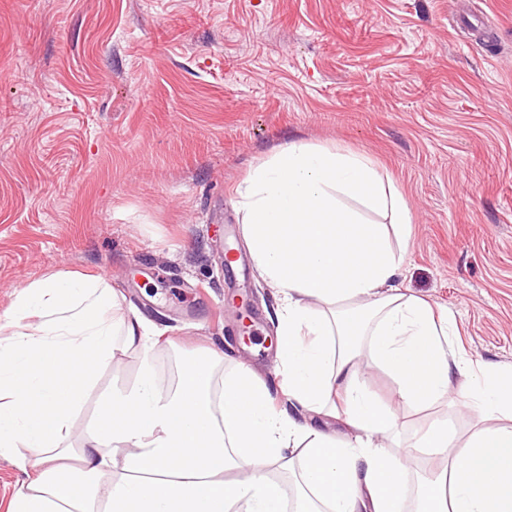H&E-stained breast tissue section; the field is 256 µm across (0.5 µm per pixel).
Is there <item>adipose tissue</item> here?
<instances>
[{
    "instance_id": "adipose-tissue-1",
    "label": "adipose tissue",
    "mask_w": 512,
    "mask_h": 512,
    "mask_svg": "<svg viewBox=\"0 0 512 512\" xmlns=\"http://www.w3.org/2000/svg\"><path fill=\"white\" fill-rule=\"evenodd\" d=\"M234 193L254 264L281 294V391L245 364L216 383L215 350L186 356L163 389L151 364L163 329L120 313L104 277L33 280L0 320V455L24 475L10 512H512V427L461 440L436 424L395 456V411L358 379L368 361L398 404L453 391L484 417L512 415V369L469 375L447 319L396 283L403 196L364 156L296 142ZM131 351L135 383L99 397L79 430L99 370ZM307 411L341 418L347 436Z\"/></svg>"
}]
</instances>
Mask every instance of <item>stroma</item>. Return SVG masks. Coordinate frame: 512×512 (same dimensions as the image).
Masks as SVG:
<instances>
[{
	"instance_id": "1",
	"label": "stroma",
	"mask_w": 512,
	"mask_h": 512,
	"mask_svg": "<svg viewBox=\"0 0 512 512\" xmlns=\"http://www.w3.org/2000/svg\"><path fill=\"white\" fill-rule=\"evenodd\" d=\"M291 142L388 177L413 217L400 288L473 370L512 366V0H0V316L46 274L102 275L165 329L158 374L213 347L218 375L276 383L278 294L234 189ZM139 362L102 370L79 427ZM396 416L404 446L476 422Z\"/></svg>"
}]
</instances>
